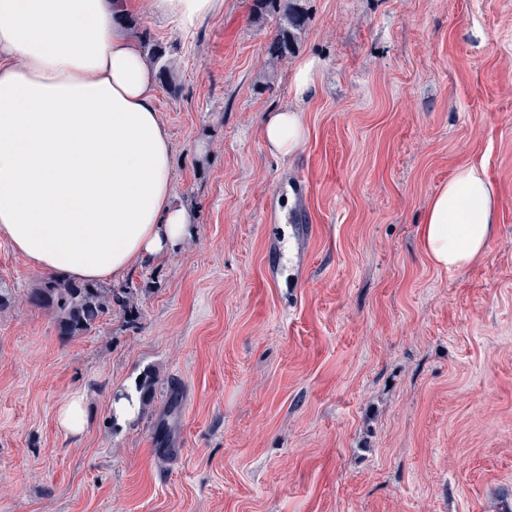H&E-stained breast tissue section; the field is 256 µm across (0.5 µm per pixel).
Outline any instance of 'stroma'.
Instances as JSON below:
<instances>
[{
	"label": "stroma",
	"mask_w": 512,
	"mask_h": 512,
	"mask_svg": "<svg viewBox=\"0 0 512 512\" xmlns=\"http://www.w3.org/2000/svg\"><path fill=\"white\" fill-rule=\"evenodd\" d=\"M224 0L190 29L133 10L162 52L157 108L178 248L64 337L45 274L0 237V512H512V0ZM319 64L296 99L293 74ZM291 107L289 157L258 129ZM502 215L483 254L435 268L419 235L461 165ZM299 181L304 195L281 194ZM154 387L116 426L115 390ZM86 395L78 436L56 422ZM255 3L260 13L280 15V19L286 22L280 28L278 36L274 41V49L272 50V52L280 55L286 54L289 51L291 42V29L300 26L298 17L292 13V0H255ZM318 66L314 59H305L297 64L294 77V95L298 99L310 97L317 86ZM259 135L272 154L288 156L300 148L306 132L300 114L292 108L283 107L266 115Z\"/></svg>",
	"instance_id": "35a3bbf8"
}]
</instances>
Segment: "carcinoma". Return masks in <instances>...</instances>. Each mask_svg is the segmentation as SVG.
<instances>
[{"mask_svg":"<svg viewBox=\"0 0 512 512\" xmlns=\"http://www.w3.org/2000/svg\"><path fill=\"white\" fill-rule=\"evenodd\" d=\"M255 3L260 13L277 14L286 22L274 41L273 52L287 53L292 29L299 27L298 17L292 13V0H255ZM33 299L53 309L63 336L74 337L91 330L103 317L112 313L114 295L112 290L93 284L48 281Z\"/></svg>","mask_w":512,"mask_h":512,"instance_id":"cac0c4a2","label":"carcinoma"}]
</instances>
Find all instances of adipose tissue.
<instances>
[{
  "mask_svg": "<svg viewBox=\"0 0 512 512\" xmlns=\"http://www.w3.org/2000/svg\"><path fill=\"white\" fill-rule=\"evenodd\" d=\"M183 29L224 0H139ZM130 0H0V235L36 269L70 280H120L190 233L174 205L168 131L155 73L117 17ZM259 135L277 156L306 132L283 107ZM500 219L484 161L455 170L419 233L435 267L479 258Z\"/></svg>",
  "mask_w": 512,
  "mask_h": 512,
  "instance_id": "ef3b65f1",
  "label": "adipose tissue"
}]
</instances>
